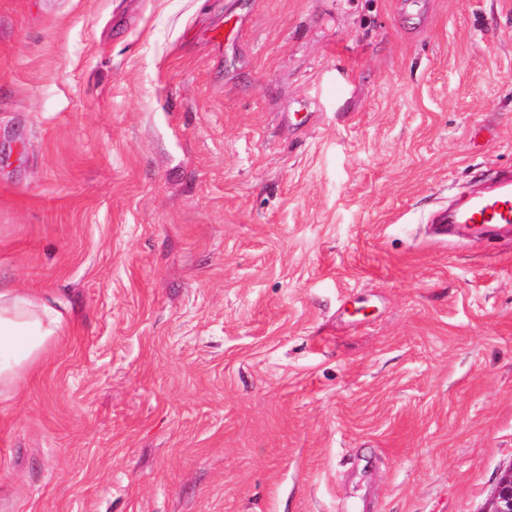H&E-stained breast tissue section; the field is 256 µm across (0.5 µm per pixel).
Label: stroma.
<instances>
[{
    "mask_svg": "<svg viewBox=\"0 0 512 512\" xmlns=\"http://www.w3.org/2000/svg\"><path fill=\"white\" fill-rule=\"evenodd\" d=\"M507 166L512 0H0V512H486ZM481 216V221H478ZM430 224L436 237H446L452 230H461L473 238L495 240L512 234V170L500 171L496 181L486 191L459 200L443 211ZM0 288V389L13 390L40 364L63 322L34 294Z\"/></svg>",
    "mask_w": 512,
    "mask_h": 512,
    "instance_id": "obj_1",
    "label": "stroma"
}]
</instances>
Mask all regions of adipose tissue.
<instances>
[{
    "label": "adipose tissue",
    "instance_id": "adipose-tissue-1",
    "mask_svg": "<svg viewBox=\"0 0 512 512\" xmlns=\"http://www.w3.org/2000/svg\"><path fill=\"white\" fill-rule=\"evenodd\" d=\"M62 318L34 294L0 289V389H14L33 371L58 336Z\"/></svg>",
    "mask_w": 512,
    "mask_h": 512
}]
</instances>
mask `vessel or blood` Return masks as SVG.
Masks as SVG:
<instances>
[{
  "instance_id": "1",
  "label": "vessel or blood",
  "mask_w": 512,
  "mask_h": 512,
  "mask_svg": "<svg viewBox=\"0 0 512 512\" xmlns=\"http://www.w3.org/2000/svg\"><path fill=\"white\" fill-rule=\"evenodd\" d=\"M459 230L467 236L494 240L512 234V170L500 171L486 191L459 200L443 211L431 227L435 236L444 237Z\"/></svg>"
}]
</instances>
